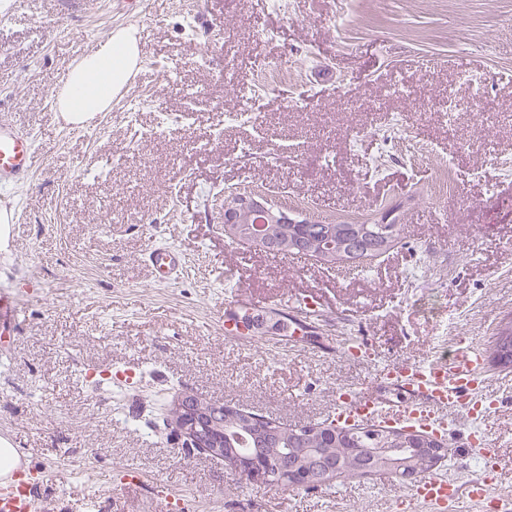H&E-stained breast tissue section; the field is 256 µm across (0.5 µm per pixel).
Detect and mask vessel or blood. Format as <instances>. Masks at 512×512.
Segmentation results:
<instances>
[{"instance_id": "1", "label": "vessel or blood", "mask_w": 512, "mask_h": 512, "mask_svg": "<svg viewBox=\"0 0 512 512\" xmlns=\"http://www.w3.org/2000/svg\"><path fill=\"white\" fill-rule=\"evenodd\" d=\"M38 167V153L31 138L13 124L0 119V188H16L31 180ZM154 280L167 284L180 278L184 259L171 247H151L144 254ZM258 307L239 303L224 314V337L235 341L254 335ZM25 318V306L16 290L0 291V348L11 327ZM486 357L482 347L470 345L439 361L424 365L404 361L382 367L377 381L382 393L344 389L330 415L342 426L411 424L429 433H443L448 412L465 419L489 414L497 405L488 395ZM47 477L46 469L18 461L8 474H0V512H46L47 506L36 493ZM498 482L489 472L478 482H459L444 475H428L416 482L405 496L413 506L428 512H464L466 503L484 505Z\"/></svg>"}]
</instances>
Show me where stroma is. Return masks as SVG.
I'll return each mask as SVG.
<instances>
[{
  "mask_svg": "<svg viewBox=\"0 0 512 512\" xmlns=\"http://www.w3.org/2000/svg\"><path fill=\"white\" fill-rule=\"evenodd\" d=\"M137 29L141 77L93 128L51 104L67 68L112 32ZM492 111L468 110L470 99ZM0 115L40 165L0 190L17 214L0 288L28 294L0 368V429L46 468L63 512H161L156 482L187 512H394L390 478L284 492L189 448L165 418L190 392L289 425L325 418L379 365L433 362L512 323V0H0ZM450 162L448 194L429 186ZM289 195L333 224L396 208L405 231L352 271L233 243L219 206L234 187ZM186 262L152 281L150 242ZM318 299L310 336L278 314L224 338L242 297L288 310ZM359 336L377 360L339 346ZM138 364L131 383L92 369ZM482 421L512 493V367L492 370ZM449 416L439 473L478 464Z\"/></svg>",
  "mask_w": 512,
  "mask_h": 512,
  "instance_id": "stroma-1",
  "label": "stroma"
}]
</instances>
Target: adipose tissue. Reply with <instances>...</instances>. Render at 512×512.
Listing matches in <instances>:
<instances>
[{
    "label": "adipose tissue",
    "instance_id": "1",
    "mask_svg": "<svg viewBox=\"0 0 512 512\" xmlns=\"http://www.w3.org/2000/svg\"><path fill=\"white\" fill-rule=\"evenodd\" d=\"M141 51L134 29H121L80 60L56 96L67 121L82 123L108 111L112 98L139 67Z\"/></svg>",
    "mask_w": 512,
    "mask_h": 512
}]
</instances>
